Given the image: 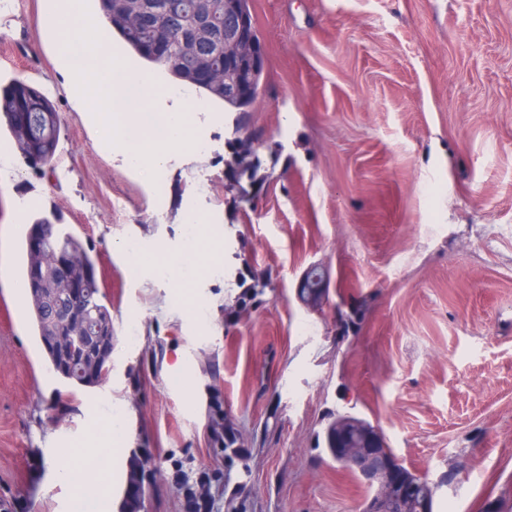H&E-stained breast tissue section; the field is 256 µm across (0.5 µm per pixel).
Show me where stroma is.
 <instances>
[{"label":"stroma","mask_w":512,"mask_h":512,"mask_svg":"<svg viewBox=\"0 0 512 512\" xmlns=\"http://www.w3.org/2000/svg\"><path fill=\"white\" fill-rule=\"evenodd\" d=\"M267 64L244 117L198 112L206 151L150 178L102 146L46 27L0 20V84L38 71L68 154L0 168V512H71L68 451L111 440L115 512H360L366 486L322 433L351 412L435 512L512 495V0H250ZM259 140L255 179L230 145ZM254 203L240 208L238 188ZM207 226L195 249L188 212ZM90 241L112 310V367L82 388L47 368L16 291L30 224ZM178 257L145 283L135 262ZM330 301L304 306L311 265ZM272 285L230 316L242 280ZM357 300V335L340 313ZM231 415L248 457L211 436ZM136 455L126 478L121 449ZM444 483H448V474L440 479V485H434L433 482L431 485L425 486L423 490H421L420 496L407 506V511L434 512V503L437 491L444 485Z\"/></svg>","instance_id":"obj_1"}]
</instances>
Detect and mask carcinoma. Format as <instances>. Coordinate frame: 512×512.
I'll list each match as a JSON object with an SVG mask.
<instances>
[{
  "label": "carcinoma",
  "mask_w": 512,
  "mask_h": 512,
  "mask_svg": "<svg viewBox=\"0 0 512 512\" xmlns=\"http://www.w3.org/2000/svg\"><path fill=\"white\" fill-rule=\"evenodd\" d=\"M94 2L97 12L105 20V35L109 38L119 36L132 58L146 62L182 85L205 95L210 101L223 105L226 112L246 111L247 103L224 95V88L217 84L193 79L188 68L178 61L183 51L182 38L179 34L168 31L166 15L173 4L180 5L184 11L192 10L195 0H150L153 4V16L146 24H138L135 19L112 10V0H94ZM156 34L168 37V53L165 57H152L143 50V43ZM197 58L218 67L223 66L224 36H217L209 42L200 44L197 49ZM0 114L6 119L11 138L19 147L24 160L30 161L36 158L48 162L52 159L58 138V125L53 106L41 93L17 82L5 87L1 86ZM254 152L253 136L236 140L234 159L229 164L230 172L241 169L245 173L255 175L256 168L249 161ZM35 237L43 241V249L37 254L29 248ZM25 245H27V264L22 282L28 285L26 295L32 323L48 368L71 385L81 387L101 385L104 379L97 374L79 375L70 366L71 360L85 352V340L73 339L65 345L54 343L56 327L50 324L48 318L49 306L52 304L66 307L75 305L82 319L87 321H94L103 315H111V310L105 302V293L98 285L95 263L89 254V249L67 225L53 224L47 219H39L30 226L25 237ZM60 255L70 258L66 272L75 286L81 289V293L75 299L67 293H60L51 303L42 289L31 288L29 284L36 274L43 279L53 277L57 273L56 261ZM268 287L270 283L267 278L255 277L253 284L236 298V304L241 309L247 308L246 298L257 296ZM300 296L303 299L315 296L324 301L329 298V288H319L317 283L308 279L301 284ZM370 430H375V426L370 421L351 414L338 413L325 428V448L336 464L355 475L357 471L338 451L336 435L345 431L355 443L361 444ZM214 435L224 444V451L228 454L236 457L248 455L249 449L241 447L240 433L235 422L224 419V430L216 429ZM438 490L439 486L434 484L424 487L420 496L407 506V512H434Z\"/></svg>",
  "instance_id": "1"
}]
</instances>
